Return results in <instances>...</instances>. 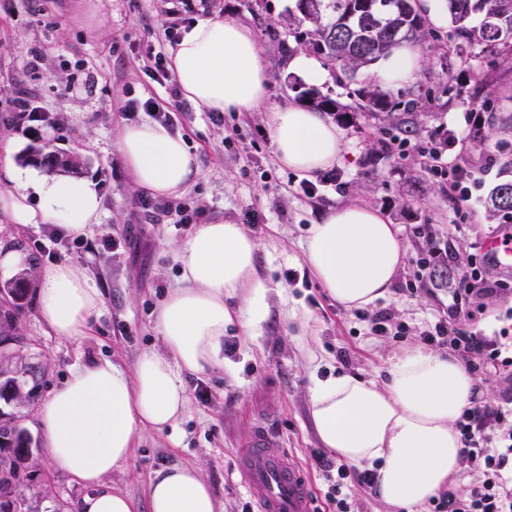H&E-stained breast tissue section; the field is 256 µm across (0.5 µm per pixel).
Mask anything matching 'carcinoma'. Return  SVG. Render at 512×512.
<instances>
[{
	"mask_svg": "<svg viewBox=\"0 0 512 512\" xmlns=\"http://www.w3.org/2000/svg\"><path fill=\"white\" fill-rule=\"evenodd\" d=\"M301 15L299 22H307L311 29L305 32L307 44L322 55L328 65L343 73L354 75L369 69L388 57L404 43H414L424 54L435 52L437 38L425 28L416 8V0H297ZM502 0H448L450 30L455 41V54L468 49L492 52L501 47L512 51V7H499ZM301 96L325 112L336 113L337 118L347 112H359L374 120H387L389 126L381 129V142L405 147V124H413V133L422 130L419 112L425 106L412 100L403 102L376 82H369L356 90L354 104L341 106L316 90H305ZM490 216L512 214V180L497 182L486 198ZM29 292L26 277H18L5 288L11 297L12 308L5 317L19 323L16 313L23 308ZM45 368L32 363L0 361V400L7 403L33 399ZM33 439L19 423L13 412L0 408V492L13 488L17 495H26L33 471L27 449Z\"/></svg>",
	"mask_w": 512,
	"mask_h": 512,
	"instance_id": "cac0c4a2",
	"label": "carcinoma"
}]
</instances>
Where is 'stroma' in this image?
<instances>
[{
	"instance_id": "1",
	"label": "stroma",
	"mask_w": 512,
	"mask_h": 512,
	"mask_svg": "<svg viewBox=\"0 0 512 512\" xmlns=\"http://www.w3.org/2000/svg\"><path fill=\"white\" fill-rule=\"evenodd\" d=\"M171 0H0V162L35 168L51 177L89 179L102 196V218L88 232L87 247H71L69 260L86 267L102 290L95 336L74 342L47 331L29 293L21 316L28 362L45 367L37 399L11 403L32 438H39V403L77 364L109 360L130 369L145 351H162L155 313L165 293L177 285L180 270L174 245L193 234L180 228L174 214L141 208L144 191L133 185L118 153L116 130L124 122L154 120L150 101H172L170 127L180 133L199 161L200 173L178 201L197 212L200 224H241L260 244L259 268L283 294L273 297L262 333L251 336L238 326L224 338V366L186 377L188 404L177 422L162 431L148 430L107 481L137 502H145L153 476L173 464L201 466L221 512H242L249 496L234 462L256 428L280 440L289 459L308 475L317 512H329L328 481L313 460L321 443L309 412L313 378L344 371L362 376L383 372L392 357L413 343L448 303L447 290L436 289L449 271L458 270L475 252L476 242L494 229L483 201L496 176L472 189L466 215L449 199L447 175L421 163L430 137L454 131L457 142L444 150L447 167L480 172L486 155L497 166L512 162V137L491 136L472 148L465 114L470 99L461 97L443 63L452 46L447 26L437 29L439 49L408 85L393 87L402 99L428 98L426 132L411 137L405 150L385 151L374 126L362 116L339 120L345 134L339 164L306 177L281 166L267 127L269 105L301 103V91L314 88L340 104L349 91L368 80L323 66L314 80L290 71L288 57L301 50L296 0H185L181 13ZM209 17L251 28L271 74L268 106L252 112L215 115L182 97H170L168 84L155 81L170 65L176 35ZM473 86L483 87L495 103L496 119L512 116V57L472 53L463 65ZM25 96L40 124L30 135L14 128L15 100ZM50 146L64 165L54 168L38 153ZM312 193H304L303 183ZM359 202L379 209L396 224L406 251L389 295L366 309L347 310L320 288L303 256L307 229L319 211ZM429 225L448 244L454 261L439 266L435 282L418 281L415 260L426 246L413 237V225ZM43 229L14 224L0 211V250L15 253L16 263L0 268V287L18 274L49 264L34 243ZM124 241L113 257L105 239ZM293 277H286V270ZM389 309L401 333H377L370 319ZM35 480L30 495L41 512H71L85 492L34 447Z\"/></svg>"
}]
</instances>
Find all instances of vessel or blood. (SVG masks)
Segmentation results:
<instances>
[{
  "label": "vessel or blood",
  "instance_id": "vessel-or-blood-1",
  "mask_svg": "<svg viewBox=\"0 0 512 512\" xmlns=\"http://www.w3.org/2000/svg\"><path fill=\"white\" fill-rule=\"evenodd\" d=\"M256 512H314L304 474L265 429H256L239 463Z\"/></svg>",
  "mask_w": 512,
  "mask_h": 512
}]
</instances>
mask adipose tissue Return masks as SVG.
Wrapping results in <instances>:
<instances>
[{
  "instance_id": "1",
  "label": "adipose tissue",
  "mask_w": 512,
  "mask_h": 512,
  "mask_svg": "<svg viewBox=\"0 0 512 512\" xmlns=\"http://www.w3.org/2000/svg\"><path fill=\"white\" fill-rule=\"evenodd\" d=\"M423 65L419 48L396 50L379 64L382 83L408 82ZM184 98L208 112H252L271 84L248 27L224 19L195 23L171 64ZM270 134L280 164L318 174L342 157L343 133L322 113L293 104L271 109ZM118 151L135 186L153 196L180 194L199 174L184 137L152 121L121 124ZM10 183L0 207L17 224L54 225L86 235L100 223L99 189L89 180L46 178L0 169ZM259 244L240 224H204L173 248L180 279L161 300L155 327L164 351L143 352L130 370L111 361L73 367L40 405L44 450L64 475L83 485L75 512H139L106 478L142 432L172 426L187 403L184 378L224 365V336L240 325L260 335L270 315L273 284L258 270ZM405 253L399 230L359 204L322 211L310 225L304 261L321 288L348 310L385 298ZM38 313L55 335H92L102 292L86 268L62 260L38 271ZM476 381L452 355L412 345L394 356L384 376L339 373L315 379L309 411L323 446L372 470L385 503L412 508L447 490L460 469L457 422L472 404ZM146 512H219L196 466H174L151 481Z\"/></svg>"
}]
</instances>
